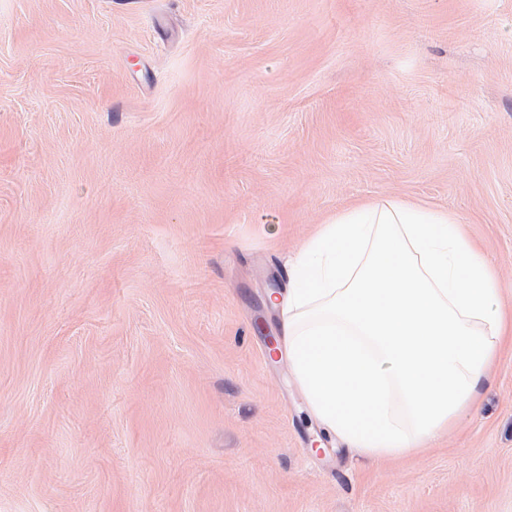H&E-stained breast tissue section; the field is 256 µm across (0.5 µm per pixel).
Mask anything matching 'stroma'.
<instances>
[{"label": "stroma", "mask_w": 512, "mask_h": 512, "mask_svg": "<svg viewBox=\"0 0 512 512\" xmlns=\"http://www.w3.org/2000/svg\"><path fill=\"white\" fill-rule=\"evenodd\" d=\"M456 213L512 304V0H0V512H512V347L366 460L288 362L357 199Z\"/></svg>", "instance_id": "35a3bbf8"}]
</instances>
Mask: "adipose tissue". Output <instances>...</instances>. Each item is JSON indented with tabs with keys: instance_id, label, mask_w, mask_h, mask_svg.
Returning <instances> with one entry per match:
<instances>
[{
	"instance_id": "obj_1",
	"label": "adipose tissue",
	"mask_w": 512,
	"mask_h": 512,
	"mask_svg": "<svg viewBox=\"0 0 512 512\" xmlns=\"http://www.w3.org/2000/svg\"><path fill=\"white\" fill-rule=\"evenodd\" d=\"M275 299L292 370L323 426L356 453L404 455L467 406L512 312L460 218L398 199L365 201L325 224Z\"/></svg>"
}]
</instances>
